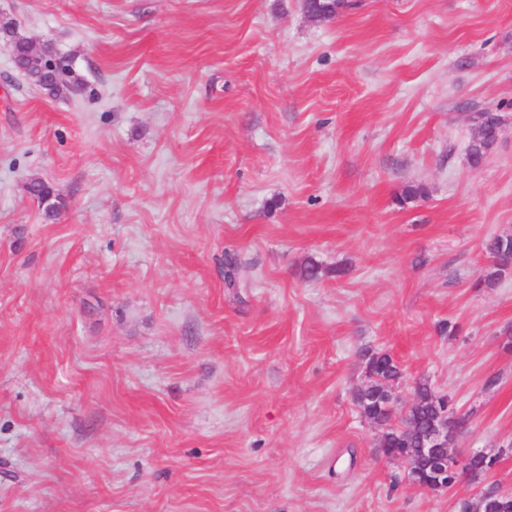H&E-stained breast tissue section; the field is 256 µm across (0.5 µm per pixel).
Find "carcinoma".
<instances>
[{
  "instance_id": "cac0c4a2",
  "label": "carcinoma",
  "mask_w": 512,
  "mask_h": 512,
  "mask_svg": "<svg viewBox=\"0 0 512 512\" xmlns=\"http://www.w3.org/2000/svg\"><path fill=\"white\" fill-rule=\"evenodd\" d=\"M353 6L351 0H313L310 7L325 15L324 21L339 16ZM501 117L485 111L479 116L477 128L481 134L473 137L467 145V155L471 165L477 167L494 148L498 141ZM36 193L53 198L54 207L42 210L46 221L56 219L61 207L60 197L53 187L41 182ZM490 262L484 267L475 281L477 288H494L512 272V233H503L490 239L486 245ZM369 383L360 389L356 396L361 415L370 422L384 428L379 442L385 448H394L410 456L421 455L424 433L442 418L444 404L435 399V392L425 383L416 386L418 403L408 407L405 416L398 424H392V414L388 404L386 388L402 377L400 365L388 354L373 355L366 362Z\"/></svg>"
}]
</instances>
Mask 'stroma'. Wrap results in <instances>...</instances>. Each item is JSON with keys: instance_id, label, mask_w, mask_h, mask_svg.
Returning a JSON list of instances; mask_svg holds the SVG:
<instances>
[{"instance_id": "35a3bbf8", "label": "stroma", "mask_w": 512, "mask_h": 512, "mask_svg": "<svg viewBox=\"0 0 512 512\" xmlns=\"http://www.w3.org/2000/svg\"><path fill=\"white\" fill-rule=\"evenodd\" d=\"M0 512H455L378 454L367 359L512 444V0H0ZM502 117L480 166L471 113ZM64 203L46 222L24 183ZM425 198L401 202L407 183ZM246 286L224 282V257ZM315 261L327 274L304 281ZM456 323V335L442 333ZM29 47L25 53L13 57L14 66L16 69L31 73L32 71L43 72V63L45 56L49 53L51 48L45 44H38L32 39L28 38ZM490 262L475 281V287L494 288L512 272V233H503L490 239L486 245Z\"/></svg>"}]
</instances>
